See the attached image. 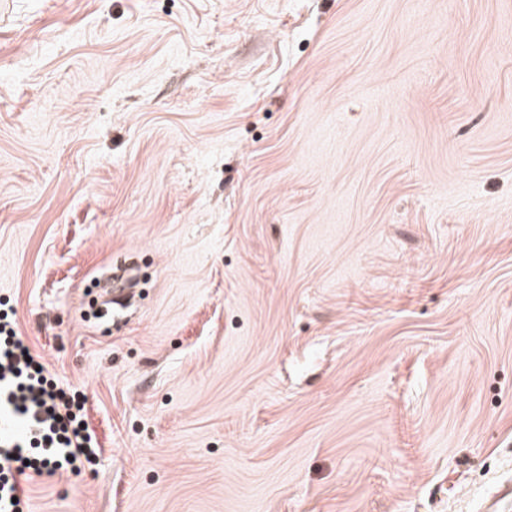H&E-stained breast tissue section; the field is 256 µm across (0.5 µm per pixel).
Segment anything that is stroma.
Masks as SVG:
<instances>
[{"instance_id":"35a3bbf8","label":"stroma","mask_w":512,"mask_h":512,"mask_svg":"<svg viewBox=\"0 0 512 512\" xmlns=\"http://www.w3.org/2000/svg\"><path fill=\"white\" fill-rule=\"evenodd\" d=\"M0 302L102 450L29 512H485L512 0H0Z\"/></svg>"}]
</instances>
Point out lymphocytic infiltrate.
I'll return each mask as SVG.
<instances>
[{
  "mask_svg": "<svg viewBox=\"0 0 512 512\" xmlns=\"http://www.w3.org/2000/svg\"><path fill=\"white\" fill-rule=\"evenodd\" d=\"M0 416L18 422L0 434V512H24L20 475L81 474L100 453L79 393L59 387L46 364L0 310Z\"/></svg>",
  "mask_w": 512,
  "mask_h": 512,
  "instance_id": "f902f5d3",
  "label": "lymphocytic infiltrate"
}]
</instances>
